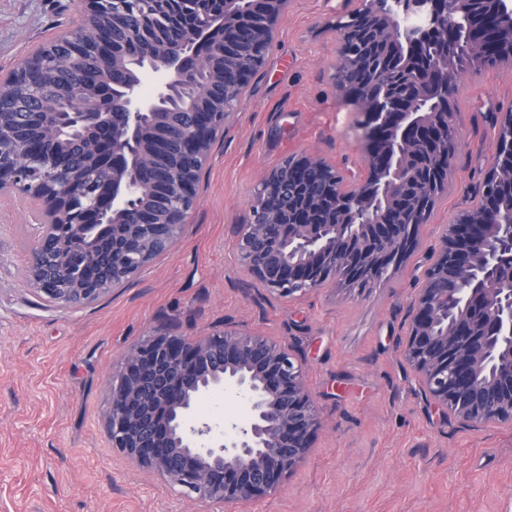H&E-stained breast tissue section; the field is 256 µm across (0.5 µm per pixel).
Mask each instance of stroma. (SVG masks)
Wrapping results in <instances>:
<instances>
[{"label": "stroma", "mask_w": 512, "mask_h": 512, "mask_svg": "<svg viewBox=\"0 0 512 512\" xmlns=\"http://www.w3.org/2000/svg\"><path fill=\"white\" fill-rule=\"evenodd\" d=\"M364 0H288L262 67L205 163L179 244L127 287L61 308L25 269L39 201L0 193V512H512V424L470 427L428 404L404 357L411 303L431 254L474 206L512 111V64L467 69L446 189L417 246L368 288L334 284L282 298L238 264L232 244L256 186L284 159L367 175L364 119L334 79L338 21ZM84 0H0V77L77 30ZM243 327L302 360L321 425L274 494L202 503L113 451L108 380L159 328L192 338Z\"/></svg>", "instance_id": "stroma-1"}]
</instances>
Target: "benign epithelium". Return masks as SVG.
<instances>
[{
	"instance_id": "benign-epithelium-1",
	"label": "benign epithelium",
	"mask_w": 512,
	"mask_h": 512,
	"mask_svg": "<svg viewBox=\"0 0 512 512\" xmlns=\"http://www.w3.org/2000/svg\"><path fill=\"white\" fill-rule=\"evenodd\" d=\"M284 0H257L254 10L264 17L256 43L245 50L224 35L220 46L210 43L209 21L202 20L192 36L171 48L152 32L140 41L154 47L140 70L156 82L148 98L140 93L142 81L121 87L112 97L92 96L72 76L69 95L82 102L68 112L66 130L86 134L108 109L119 110L121 123L112 148L101 157V173L95 192L70 172L56 181L39 176L24 163L25 135L40 113L24 112L17 101V130L0 132V192L30 191L43 202L45 232L32 249L27 283L50 302L67 308L91 304L110 288L129 283L156 257L158 244L170 250L183 236L188 211L183 201H196L198 177L178 164V154L193 149L206 161L213 145L224 136V126L235 113L210 112L205 121L191 120L185 132L159 133V158L168 165V178L150 188L161 204L160 215L132 204L143 194L139 174L150 158L141 136L144 119L155 112L176 87L192 85L197 72L213 55L244 60L264 56L274 33V23ZM472 0H429V21L424 33L440 31L449 45L456 43L458 19L470 14ZM496 16L494 42L483 40L484 29L473 28L472 49L498 52L512 61V0H488ZM448 55L421 69L409 96L433 99L435 112H417L415 105L398 102L390 90L379 97L358 100L365 111V151L369 175L384 170L381 192L363 193L350 199V191L362 190L359 181L331 171L330 201L336 209L373 208L380 199L398 193L417 172L404 162V150L421 142L424 162L419 169L445 164L456 147L458 132L448 133L444 108L460 92V72L448 77ZM512 137L498 146L480 186L484 214H496L495 201L512 192ZM92 228L93 236L112 233L122 253L118 273L105 279L98 256L89 250L80 229ZM311 224L241 225L234 247L247 272L266 288L290 298L321 287L329 280L345 288H366L386 275L412 247L414 224H380L376 236L354 243L355 233L345 236L348 246H336V234L314 239ZM285 239L306 252L303 263L270 261L269 248ZM512 248V218L495 223L448 225L434 260L412 303L404 354L424 384L427 402L444 418L471 424H512V276L501 275L504 248ZM288 269H283V266ZM465 268L470 272L461 289L462 303L452 308L448 295L433 288L440 268ZM111 398L107 431L112 447L137 465L152 469L200 501H250L278 491L288 474L304 458L320 421L305 388L300 364L287 349L247 331L224 330L195 339L159 331L133 345L110 380ZM234 391L248 405L245 420L224 432L195 413L204 394Z\"/></svg>"
}]
</instances>
